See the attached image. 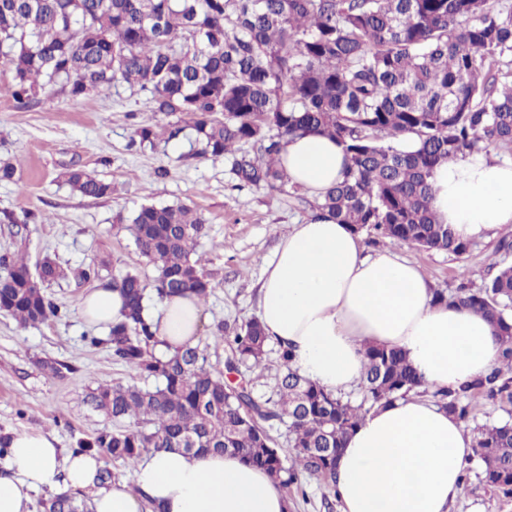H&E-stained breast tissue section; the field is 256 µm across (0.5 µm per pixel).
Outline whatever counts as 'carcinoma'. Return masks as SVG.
I'll return each instance as SVG.
<instances>
[{
  "label": "carcinoma",
  "mask_w": 512,
  "mask_h": 512,
  "mask_svg": "<svg viewBox=\"0 0 512 512\" xmlns=\"http://www.w3.org/2000/svg\"><path fill=\"white\" fill-rule=\"evenodd\" d=\"M0 58L11 69L13 94L25 105L41 96L86 97L121 84L147 92L151 112L175 118L164 127L136 124L131 146L195 132L197 156L229 159L242 186L300 191L279 160L283 140L318 133L346 154L342 180L307 200L315 216L348 224L392 243L465 254L432 208L430 179L442 162L464 151L512 145V0H0ZM402 135L415 148L395 145ZM251 144L254 153L239 152ZM85 197L112 195L92 172H66ZM37 215L0 211V224L22 232ZM152 279L127 271L102 275L106 263L68 271L49 258L38 273L25 259L0 258V312L24 327L60 317L44 284L71 275L100 281L124 299L122 318L108 325L103 345L135 378L157 385L99 383L91 403L129 428L107 427L77 441L75 453L130 465L145 451L229 453L264 469L285 489L305 493L301 476L330 490L344 441L371 410L425 387L402 349L368 345L362 400H343L302 376L291 352L279 349L271 394L257 398L250 381L224 373L266 368L269 340L258 318L219 324L227 348L224 371L210 366L207 347L157 350L148 301L196 297L212 285L192 260L207 236L205 219L184 204L143 205L125 219ZM482 287L460 285L439 302L479 312L495 328L496 363L457 388H435V403L467 422L473 400L512 404V263ZM63 378L75 369L45 360ZM288 418L289 456L264 423ZM479 482L512 497V413L476 428ZM43 512H87L84 500L56 494Z\"/></svg>",
  "instance_id": "1"
}]
</instances>
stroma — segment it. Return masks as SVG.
Wrapping results in <instances>:
<instances>
[{
	"mask_svg": "<svg viewBox=\"0 0 512 512\" xmlns=\"http://www.w3.org/2000/svg\"><path fill=\"white\" fill-rule=\"evenodd\" d=\"M151 115L148 97L118 87L98 95H56L24 106L12 95V74L0 62V154L12 156L16 177L0 182V210L33 211L38 223L15 237L0 224V257L22 252L30 268L44 259L76 267L95 259L110 261L112 271L154 270L139 255L133 237L117 215L148 204H186L206 220L209 232L195 254L212 282L203 304L201 344L209 362L224 367V345L215 336L219 323L235 325L257 314V290L264 263L290 225L311 212L296 197L254 188H238L229 161L195 157L193 130L180 139L138 150L129 146L136 121ZM83 169L111 181V196L88 198L73 193L61 178L65 169ZM512 241V225L476 244L462 256L425 250L382 239L365 243L366 254L386 250L415 264L434 290L453 291L459 283L481 287L493 273L494 253ZM89 285L59 280L46 288L62 315L29 327L0 313V435L17 431L49 433L63 452L99 429H119V422L92 408L88 396L96 383L131 380L113 362L106 347L87 339L106 326L87 323L80 314ZM58 360L75 365L63 378L45 373L40 363ZM450 512H512V498L479 481L460 489Z\"/></svg>",
	"mask_w": 512,
	"mask_h": 512,
	"instance_id": "35a3bbf8",
	"label": "stroma"
}]
</instances>
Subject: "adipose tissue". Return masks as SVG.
<instances>
[{
  "instance_id": "ef3b65f1",
  "label": "adipose tissue",
  "mask_w": 512,
  "mask_h": 512,
  "mask_svg": "<svg viewBox=\"0 0 512 512\" xmlns=\"http://www.w3.org/2000/svg\"><path fill=\"white\" fill-rule=\"evenodd\" d=\"M281 162L292 184L316 197L345 166L341 145L319 134L284 140ZM441 223L467 240L512 224V160L494 148L463 152L431 178ZM118 290L88 292L80 312L91 323L121 318ZM202 306L164 303L152 322L163 350L194 344ZM259 314L273 340L289 348L299 373L327 391L351 389L368 344L400 347L434 387H455L495 361L489 320L439 304L420 271L394 252L364 253L350 225L319 218L291 225L266 263ZM472 439L430 400L408 397L368 413L347 436L336 466L343 512H449ZM98 457L63 454L52 435H12L0 468V512H30L31 495L65 487L89 494L92 512H288L263 469L224 454L161 450L139 459L132 480L98 484Z\"/></svg>"
}]
</instances>
